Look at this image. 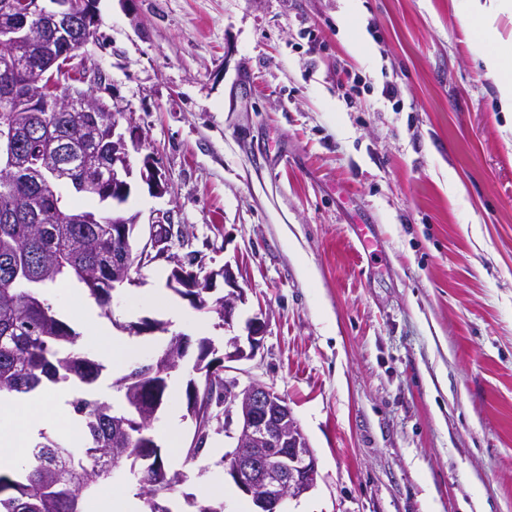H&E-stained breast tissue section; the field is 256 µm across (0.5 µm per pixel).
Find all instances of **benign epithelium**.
<instances>
[{"instance_id":"1","label":"benign epithelium","mask_w":512,"mask_h":512,"mask_svg":"<svg viewBox=\"0 0 512 512\" xmlns=\"http://www.w3.org/2000/svg\"><path fill=\"white\" fill-rule=\"evenodd\" d=\"M95 21L96 14L89 0H0V29L3 30L0 40L7 45L0 56L7 59L18 45L41 43L49 33L51 53L47 68L56 81V85L43 90L33 81L20 82L4 77L0 79V93L15 98L19 112L111 113L106 121L107 136H99L96 123L89 125L99 142V154L108 174L84 181L81 189L101 203L112 204V224L120 239L130 245L123 261L112 266V288L116 289L134 284L131 268L138 259L149 257L145 248L138 255L134 253L133 233L139 215H129L123 208L133 176L128 142L136 144L138 137L132 128L128 139L116 132L120 113L112 111V105L101 96L105 86L102 80L63 81V73L70 70L71 61L89 43L84 30ZM140 175L158 192L165 191L153 159L145 158ZM219 277L227 287L223 299L224 325L229 327L238 305L246 302L245 292L238 285L231 266L226 264L202 275L186 269L177 259L168 281L170 288L199 308L202 299L214 291ZM266 326V319L259 313L246 322V339L234 336L224 344V355L219 358L223 370H229L228 362L247 361L255 356ZM195 370L204 374V381L201 386L193 380L189 384L190 407L197 425L193 446L189 448L191 454L203 449L212 419L209 405L203 402V392L210 386L212 372L204 370L199 363ZM222 397L224 426H229L234 416L238 420L234 449L225 457V472L238 489L251 498L257 512H281L285 501L297 500L311 492L320 479L318 460L284 397L259 381L252 380L242 386L236 378L224 379Z\"/></svg>"}]
</instances>
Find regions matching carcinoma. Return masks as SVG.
<instances>
[{"mask_svg":"<svg viewBox=\"0 0 512 512\" xmlns=\"http://www.w3.org/2000/svg\"><path fill=\"white\" fill-rule=\"evenodd\" d=\"M41 49L23 51L12 61L26 74ZM0 96V135L15 144L23 170L0 175V394H25L47 382L90 386L103 366L81 356L73 346L78 334L48 302L47 290L75 280L112 314V258L122 249L112 238V217L100 224H77L82 216L68 201L94 167L96 145L84 139L86 112H15ZM188 347L173 336L155 357L156 366L133 368L115 381L123 406H143L164 397L170 374H159ZM84 418L85 438L75 447L47 438L26 454L24 479L0 472V512H85L84 502L100 483L114 478L124 460H150L135 476L139 497L149 512L162 509L161 494L180 483L168 473L152 447L150 429L140 431L128 414L112 405L80 397L72 402Z\"/></svg>","mask_w":512,"mask_h":512,"instance_id":"cac0c4a2","label":"carcinoma"}]
</instances>
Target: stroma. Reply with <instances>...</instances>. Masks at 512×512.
Wrapping results in <instances>:
<instances>
[{"mask_svg": "<svg viewBox=\"0 0 512 512\" xmlns=\"http://www.w3.org/2000/svg\"><path fill=\"white\" fill-rule=\"evenodd\" d=\"M84 50L141 146L138 245L168 213L166 254L116 289L114 335L188 353L151 433L182 482L172 512L251 502L225 472L212 405L203 452L187 383L198 342L223 350L268 319L240 382L284 396L318 459L285 512H512V112L460 0H95ZM152 156L168 184L139 175ZM456 183H449V176ZM231 265L233 328L167 286L173 258ZM184 312L173 319L172 310ZM146 320L168 332H135Z\"/></svg>", "mask_w": 512, "mask_h": 512, "instance_id": "stroma-1", "label": "stroma"}]
</instances>
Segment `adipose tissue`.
<instances>
[{
    "label": "adipose tissue",
    "mask_w": 512,
    "mask_h": 512,
    "mask_svg": "<svg viewBox=\"0 0 512 512\" xmlns=\"http://www.w3.org/2000/svg\"><path fill=\"white\" fill-rule=\"evenodd\" d=\"M480 57L498 90L502 108L512 112V41L482 51ZM83 320L87 345L100 349L115 364L128 360L133 344L114 337L110 327L91 313H84ZM68 398L63 390L51 398L40 389L26 394H0V469L18 468L27 448L32 447L56 413L64 410Z\"/></svg>",
    "instance_id": "ef3b65f1"
}]
</instances>
